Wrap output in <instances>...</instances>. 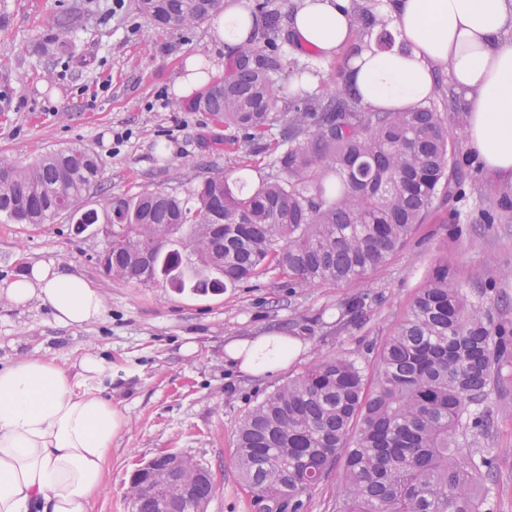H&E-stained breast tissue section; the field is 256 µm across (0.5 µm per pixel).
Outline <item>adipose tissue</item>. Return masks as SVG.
Returning <instances> with one entry per match:
<instances>
[{
	"label": "adipose tissue",
	"mask_w": 512,
	"mask_h": 512,
	"mask_svg": "<svg viewBox=\"0 0 512 512\" xmlns=\"http://www.w3.org/2000/svg\"><path fill=\"white\" fill-rule=\"evenodd\" d=\"M352 14V0H301L287 30L329 59L349 44ZM389 15L408 48L355 55L348 77L363 104L408 108L432 93L435 66L449 65L471 146L512 181V0H391ZM0 297L16 306L40 300L64 326L92 324L105 311L97 288L55 264L31 265L0 286ZM303 349L297 337L268 334L229 340L224 358L264 377ZM107 369L91 351L72 371L45 357L0 367V512H90L112 441L127 425L103 394Z\"/></svg>",
	"instance_id": "1"
}]
</instances>
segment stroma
I'll return each mask as SVG.
<instances>
[{
    "mask_svg": "<svg viewBox=\"0 0 512 512\" xmlns=\"http://www.w3.org/2000/svg\"><path fill=\"white\" fill-rule=\"evenodd\" d=\"M73 0H0V154L30 162L48 150L82 145L102 161V191L87 201L144 187H166L174 174H203L223 126L191 109L176 92L188 57L227 63L218 21L179 34L151 27L113 0H83L89 18L69 35L73 52L46 64L38 46L51 37V14ZM286 57L314 69L311 88L343 83L349 52L321 60L284 43ZM448 116L449 148L469 174L465 195L442 189L414 234L364 281L287 287L276 274L216 293L173 288L165 280L132 283L107 276L99 262L106 239L99 225L75 233L68 219L14 224L0 218V284L35 262L61 264L91 282L106 301L100 320L59 325L34 301L15 307L0 299V364L25 356L52 357L72 367L86 351L112 364L107 393L127 419L112 443L105 489L91 512H129L136 468L169 450L218 477L206 512H259L236 462L239 423L250 407L314 362L347 354L373 375L378 350L394 334L418 292L437 270L480 300L493 326L512 329V183L486 169ZM220 168L230 178L259 183L269 159L224 146ZM367 297L362 319L341 323V303ZM300 337L301 355L271 377L241 374L224 359L233 338ZM195 344L185 355L186 344ZM490 430L477 446L492 451L495 472L482 486L495 512H512V358L503 360L489 397Z\"/></svg>",
    "mask_w": 512,
    "mask_h": 512,
    "instance_id": "1",
    "label": "stroma"
}]
</instances>
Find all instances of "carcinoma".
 <instances>
[{"label": "carcinoma", "mask_w": 512, "mask_h": 512, "mask_svg": "<svg viewBox=\"0 0 512 512\" xmlns=\"http://www.w3.org/2000/svg\"><path fill=\"white\" fill-rule=\"evenodd\" d=\"M223 0H133L136 13L186 32L219 15ZM261 40L246 38L224 77L195 102L233 131L225 142L268 153L275 170L255 188L229 182L213 153L195 183L144 188L83 206L101 186L98 156L83 146L22 163L0 156V218L45 224L112 225V276L140 283L162 276L174 287L219 292L277 272L296 288L364 278L393 256L438 197L466 179L449 150L447 116L420 102L374 111L356 90L291 93L278 81L288 13L257 0ZM81 9L55 14L57 36L73 32ZM390 19L355 4L353 25L394 41ZM224 225V233L215 225ZM507 331L488 327L482 309L439 270L381 346L372 387L348 355L319 360L248 410L237 461L256 499L298 512L302 497L338 457L343 472L334 512H491L478 488L495 468L487 450L462 438L485 429L493 368L508 352ZM193 510L215 485L195 479ZM137 512H159L146 482L133 486Z\"/></svg>", "instance_id": "carcinoma-1"}]
</instances>
